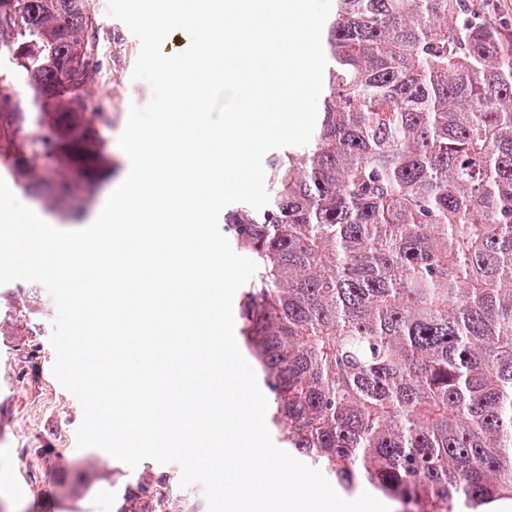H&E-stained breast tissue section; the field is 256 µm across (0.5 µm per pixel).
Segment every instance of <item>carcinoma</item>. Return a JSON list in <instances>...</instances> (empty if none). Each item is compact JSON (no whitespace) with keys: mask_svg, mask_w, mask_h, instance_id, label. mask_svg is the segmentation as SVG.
Returning <instances> with one entry per match:
<instances>
[{"mask_svg":"<svg viewBox=\"0 0 512 512\" xmlns=\"http://www.w3.org/2000/svg\"><path fill=\"white\" fill-rule=\"evenodd\" d=\"M323 50L310 142L268 155L267 206L224 212L269 424L346 491L479 512L512 499V36L480 0H336ZM102 78L93 0H0V174L65 220L53 187L110 165ZM39 305L0 309L15 350ZM171 505L145 474L118 512Z\"/></svg>","mask_w":512,"mask_h":512,"instance_id":"obj_1","label":"carcinoma"}]
</instances>
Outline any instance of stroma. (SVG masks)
I'll return each mask as SVG.
<instances>
[{
  "label": "stroma",
  "instance_id": "obj_1",
  "mask_svg": "<svg viewBox=\"0 0 512 512\" xmlns=\"http://www.w3.org/2000/svg\"><path fill=\"white\" fill-rule=\"evenodd\" d=\"M94 4L105 31V78L94 85L93 97L112 114V128L106 134L112 170L94 197H87L81 187L75 191L77 198H89L91 215L129 169L118 139L131 107H145L153 96L147 81L132 77L139 40L108 15L107 0ZM41 307L36 357L20 361L13 352L14 337L0 336V512H117L125 487L141 470L169 475L176 512H208L201 485L180 488L178 464L146 460L133 470L103 450L76 448L75 432L83 412L51 372L50 336L57 307L50 294H43Z\"/></svg>",
  "mask_w": 512,
  "mask_h": 512
}]
</instances>
